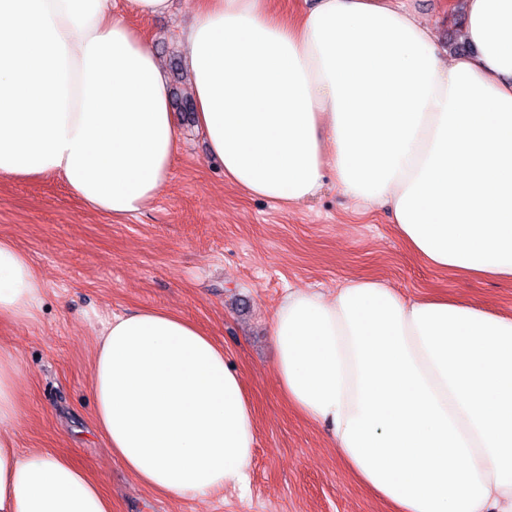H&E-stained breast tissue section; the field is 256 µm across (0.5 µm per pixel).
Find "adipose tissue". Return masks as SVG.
<instances>
[{
    "mask_svg": "<svg viewBox=\"0 0 512 512\" xmlns=\"http://www.w3.org/2000/svg\"><path fill=\"white\" fill-rule=\"evenodd\" d=\"M200 0L184 34L196 119L224 177L278 206L327 181L388 207L405 247L458 279L512 280V0H465L469 54L442 57L402 0ZM170 0H0V176L60 178L122 219L168 182L181 135L129 16ZM45 280L0 238V323ZM279 390L389 512H512V312L402 297L370 276L289 289L272 322ZM20 361L0 345V512H112L80 464L19 451ZM94 428L168 497L245 487L254 408L222 345L182 315H113L90 377Z\"/></svg>",
    "mask_w": 512,
    "mask_h": 512,
    "instance_id": "1",
    "label": "adipose tissue"
}]
</instances>
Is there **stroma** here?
Returning <instances> with one entry per match:
<instances>
[{
    "mask_svg": "<svg viewBox=\"0 0 512 512\" xmlns=\"http://www.w3.org/2000/svg\"><path fill=\"white\" fill-rule=\"evenodd\" d=\"M198 0H171L161 17H131L150 38L167 81L191 86L183 30ZM442 54L462 46L460 0H406ZM182 133L173 174L157 198L123 221L88 210L54 176L0 178V237L13 240L47 281L37 322L0 326L21 363L24 411L18 449L42 448L85 465L112 496V512H385L346 471L324 432L279 393L272 319L291 288L334 292L369 275L407 297L445 292L494 312L512 309V282L461 281L404 247L388 210L361 213L326 186L279 207L228 185L195 121ZM176 311L223 345L255 407L247 489L173 499L138 483L92 425L89 378L95 341L113 314Z\"/></svg>",
    "mask_w": 512,
    "mask_h": 512,
    "instance_id": "35a3bbf8",
    "label": "stroma"
}]
</instances>
